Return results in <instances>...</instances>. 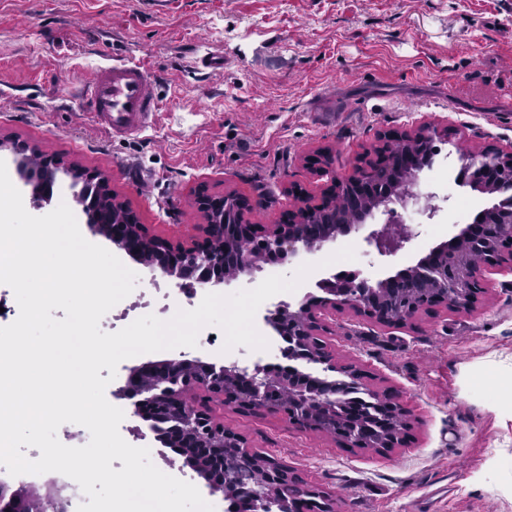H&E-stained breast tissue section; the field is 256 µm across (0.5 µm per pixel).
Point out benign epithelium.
Returning a JSON list of instances; mask_svg holds the SVG:
<instances>
[{
	"label": "benign epithelium",
	"mask_w": 512,
	"mask_h": 512,
	"mask_svg": "<svg viewBox=\"0 0 512 512\" xmlns=\"http://www.w3.org/2000/svg\"><path fill=\"white\" fill-rule=\"evenodd\" d=\"M448 137V129L426 125L411 133L405 132L396 140L423 141L432 134ZM330 153L325 149L315 151L313 164L319 165L323 175L330 176V184L315 202L298 189L288 193L295 196L299 205L288 210L283 224H251L244 219L250 209L247 198L231 190L222 198L198 199L206 224L203 236L189 243L162 238L150 232L145 224L137 222L134 214L127 213L124 221L116 222V207L112 201L106 207L87 216L88 227L95 234L109 238L119 249L141 261L145 266L158 269L162 275L176 280L181 288H205L224 283V276H210L212 267L222 268L227 261L235 266L234 275L252 274L260 268L254 244L266 246L267 260L290 258L301 251L313 252L336 236L351 231H364L366 245L381 257L395 255L416 236L412 227L391 237L386 225L397 223V213L389 208L392 200L383 195L375 207L359 211L353 206L343 211L337 223L324 225L319 237L304 232V218L322 211L329 204H337L351 194L365 198L374 185L373 175L390 167L387 148L376 147L358 157L353 173L338 177L330 174ZM473 163L483 169L485 178L481 185L493 187L496 172L504 166L512 167V152L504 153L487 147L473 156ZM384 209L386 223L378 226L366 223L367 217ZM490 255L487 263L498 265L512 261V214L504 216L498 207L484 210L471 224L459 228L448 241L432 248L416 265L372 285L364 282L370 294L352 293L353 284L336 276L323 278L318 287L325 296L311 299L294 309L281 303L269 313L267 322L278 335L292 336V343L281 349L288 361L298 360L297 353L307 354L306 362L323 365V371L336 368L333 355L324 339L327 332L322 313L348 307L361 316L383 326L405 325L417 314V306L388 311L378 300V295L391 286L416 278L430 288L426 299L432 305L443 304L450 309H468L476 300L480 280L485 268L472 260V253ZM296 367L287 366L284 374H275L270 367L259 363L253 366L230 365L196 359L173 358L148 362L132 369L121 387L119 395L131 401L133 414L151 423L158 439L166 446L183 450L186 463L201 471L209 488L221 491L224 496L240 494L247 512H266L267 499L281 486L293 480V469L285 461L251 448L247 439L238 432L224 428L212 415L210 403L219 401L244 413L272 414L285 422L308 430H318L333 435L350 448H373L380 453L396 448L404 440L406 410L393 398L378 399L380 426L374 429L371 439L364 437L362 422L350 418L339 429L327 425L322 412L336 407L332 389L334 380L327 377H295ZM229 458L238 466L250 465L266 475L264 486L247 483L238 486L231 474H224V459ZM302 500L291 501L279 497L278 512H305L310 501L320 504L322 512H335V502L324 491L309 485L300 487ZM40 502L54 512L58 498L41 500L18 491L7 492L0 482V512H35L30 505Z\"/></svg>",
	"instance_id": "1"
}]
</instances>
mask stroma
I'll use <instances>...</instances> for the list:
<instances>
[{
    "label": "stroma",
    "instance_id": "1",
    "mask_svg": "<svg viewBox=\"0 0 512 512\" xmlns=\"http://www.w3.org/2000/svg\"><path fill=\"white\" fill-rule=\"evenodd\" d=\"M209 51L223 54L224 70L205 76L193 58ZM127 56L156 75L162 104L145 131L115 136L84 113L76 93L93 67ZM426 124L453 130L439 145L452 174L464 153L512 151V0H168L162 11L155 0H0V140L99 173L117 201L163 238L199 236L196 197L232 189L252 205L248 222L278 223L294 204L289 188L317 196L327 183L307 162L314 150L330 149L331 169L342 177L381 134ZM443 175H420L417 187L439 194V211L430 219L399 209L419 235L386 261L352 233L220 285L230 294L315 264L295 292L259 307L255 325L267 350L223 352L222 330L208 326L196 347L128 358L114 373L123 379L133 367L180 356L282 364V341L266 317L279 301L299 304L335 273L323 259L354 246L373 283L448 241L457 199L466 200L469 222L491 205V196L459 185L443 197ZM114 251L138 280L101 329L113 333L148 314L172 318L182 307L173 283ZM327 325L337 362L364 370L407 410L405 444L385 454L351 450L276 416L213 403L225 428L285 460L335 499L337 512H512V398L484 385L512 378V263L486 269L471 309L440 305L389 328L346 308ZM116 405L127 443L149 448L163 473L192 479L208 503L222 502L192 469L170 462V449L129 401Z\"/></svg>",
    "mask_w": 512,
    "mask_h": 512
}]
</instances>
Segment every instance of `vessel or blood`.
<instances>
[{"label": "vessel or blood", "mask_w": 512, "mask_h": 512, "mask_svg": "<svg viewBox=\"0 0 512 512\" xmlns=\"http://www.w3.org/2000/svg\"><path fill=\"white\" fill-rule=\"evenodd\" d=\"M156 80L132 57L98 66L79 94L96 123L116 135L144 131L159 110Z\"/></svg>", "instance_id": "vessel-or-blood-1"}]
</instances>
